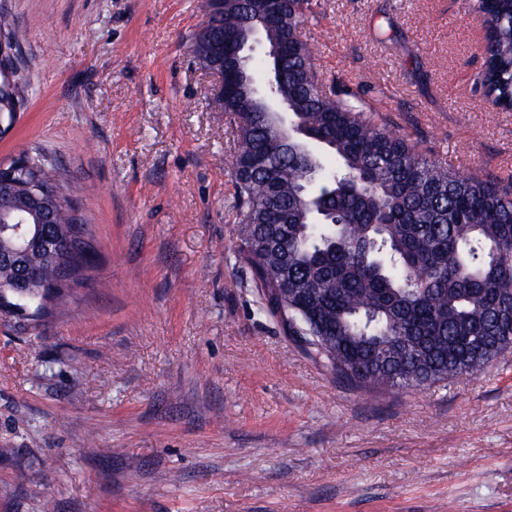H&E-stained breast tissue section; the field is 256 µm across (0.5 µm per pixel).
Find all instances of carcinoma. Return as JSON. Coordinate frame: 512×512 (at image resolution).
Wrapping results in <instances>:
<instances>
[{"label": "carcinoma", "instance_id": "1", "mask_svg": "<svg viewBox=\"0 0 512 512\" xmlns=\"http://www.w3.org/2000/svg\"><path fill=\"white\" fill-rule=\"evenodd\" d=\"M199 8L212 32L235 40L259 27L279 50L248 62V86L216 112L237 119L234 208L239 261L264 303L288 312L305 351L357 387L411 389L477 375L512 350V182L463 173L431 159L367 103L314 63L303 30L311 0H280L263 21L256 0ZM487 20L484 99L512 109V0H476ZM202 66L212 38L190 45ZM29 167L15 188L14 215L42 231L25 188L57 189L55 233L87 234L58 168L24 149ZM74 253L32 245L27 264L48 282L63 265L89 269Z\"/></svg>", "mask_w": 512, "mask_h": 512}]
</instances>
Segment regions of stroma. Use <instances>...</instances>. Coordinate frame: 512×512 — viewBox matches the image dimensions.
<instances>
[{
    "label": "stroma",
    "instance_id": "1",
    "mask_svg": "<svg viewBox=\"0 0 512 512\" xmlns=\"http://www.w3.org/2000/svg\"><path fill=\"white\" fill-rule=\"evenodd\" d=\"M195 3L0 0L26 32L0 164L63 167L99 255L41 329L0 326V512H512V354L360 390L262 310ZM305 34L424 154L512 179L467 0H317Z\"/></svg>",
    "mask_w": 512,
    "mask_h": 512
}]
</instances>
